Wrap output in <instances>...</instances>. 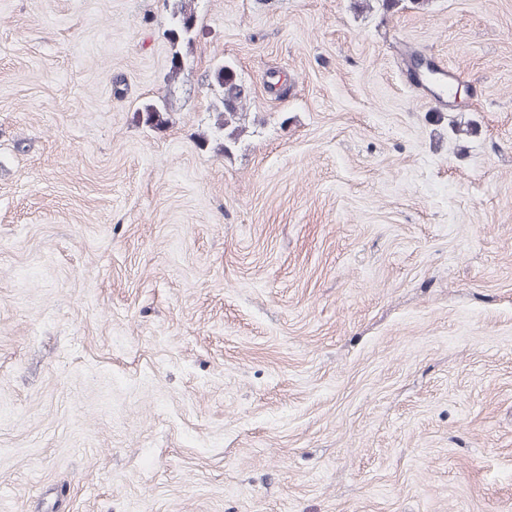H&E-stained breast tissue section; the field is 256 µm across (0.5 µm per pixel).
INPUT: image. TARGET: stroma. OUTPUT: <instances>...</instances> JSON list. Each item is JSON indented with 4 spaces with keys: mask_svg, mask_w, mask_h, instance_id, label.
<instances>
[{
    "mask_svg": "<svg viewBox=\"0 0 512 512\" xmlns=\"http://www.w3.org/2000/svg\"><path fill=\"white\" fill-rule=\"evenodd\" d=\"M195 12L0 0V512H512V0ZM172 2L171 15L172 17L177 16V18L172 21L169 29L170 40L173 46L179 41L190 45L195 33V29L188 32V28L196 21L194 0H172ZM210 90L218 103L213 104L217 120L212 131L218 150L226 153L238 140L242 129L240 120L247 92L243 84L233 77L229 65L217 64L212 70Z\"/></svg>",
    "mask_w": 512,
    "mask_h": 512,
    "instance_id": "stroma-1",
    "label": "stroma"
}]
</instances>
